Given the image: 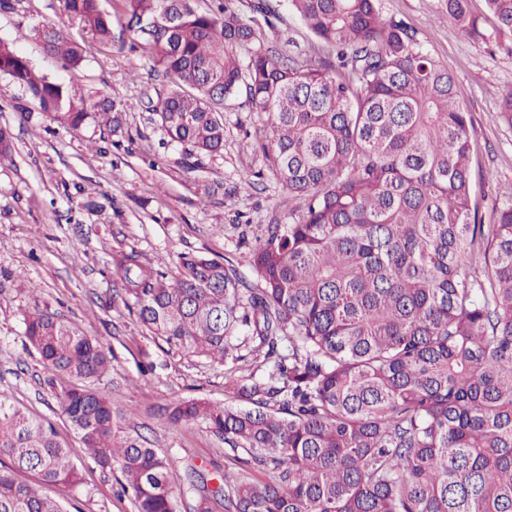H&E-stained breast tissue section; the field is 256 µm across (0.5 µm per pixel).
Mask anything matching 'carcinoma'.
<instances>
[{"instance_id":"cac0c4a2","label":"carcinoma","mask_w":512,"mask_h":512,"mask_svg":"<svg viewBox=\"0 0 512 512\" xmlns=\"http://www.w3.org/2000/svg\"><path fill=\"white\" fill-rule=\"evenodd\" d=\"M512 30V0H486ZM127 29L171 78L155 113L186 156L224 148V100L266 115L259 148L297 202L249 248L258 284L232 263L184 256L170 276L130 251L112 255L125 303L167 345L212 361L262 359L228 403L182 399L179 426L202 421L240 470L215 476L195 512H512V201L481 224L472 200L474 129L448 69L376 0H288L325 47L306 59L237 49L254 28L225 0H124ZM252 10L280 21L270 0ZM79 38L33 27L47 54L77 65L112 47L100 0H63ZM448 18L483 36L467 0ZM0 73L72 131L123 130L129 105L50 80L0 41ZM472 273H466V270ZM44 364L72 384L62 413L102 469H119L135 512H176L170 459L119 435L122 416L92 388L103 344L46 310L25 315ZM0 512H64L42 493L82 483L51 425L0 395ZM266 475L252 479V472Z\"/></svg>"}]
</instances>
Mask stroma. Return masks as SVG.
Masks as SVG:
<instances>
[{
    "label": "stroma",
    "mask_w": 512,
    "mask_h": 512,
    "mask_svg": "<svg viewBox=\"0 0 512 512\" xmlns=\"http://www.w3.org/2000/svg\"><path fill=\"white\" fill-rule=\"evenodd\" d=\"M234 0L264 47L318 55L317 45L288 0H275L282 17L268 26ZM112 17L110 48L92 50L74 68L47 56L31 29L62 23L61 0H17L0 10V40L52 80H64L106 97L130 102L119 141L100 139L93 128L75 132L41 112L25 88L0 73V126L14 139L0 156V394L36 417L52 422L82 469L80 487L66 498V512H134L119 491L118 472L88 459L61 415L57 398L64 381L31 348L23 319L49 309L98 338L111 368L96 391L123 413V434L141 435L173 460L170 481L183 488L177 512H194L197 491L188 489L189 469L210 476L229 467L224 441L208 425L174 426L163 407L184 398L228 400L226 364L169 347L127 307L112 273L114 252L136 251L146 265L180 271L182 255L228 259L242 266L248 249L242 235L256 237L273 221H287L293 206L257 147L264 119L245 96L224 104V148L201 159L186 157L170 142L153 112L170 81L132 49L123 0H101ZM385 19L411 25L421 48L454 77L457 98L470 112L476 151L474 200L483 223L496 206L512 200V126L498 110L512 91V31L500 27L486 0H469L485 39L454 34L447 0H377ZM251 174L255 185L244 188Z\"/></svg>",
    "instance_id": "35a3bbf8"
}]
</instances>
